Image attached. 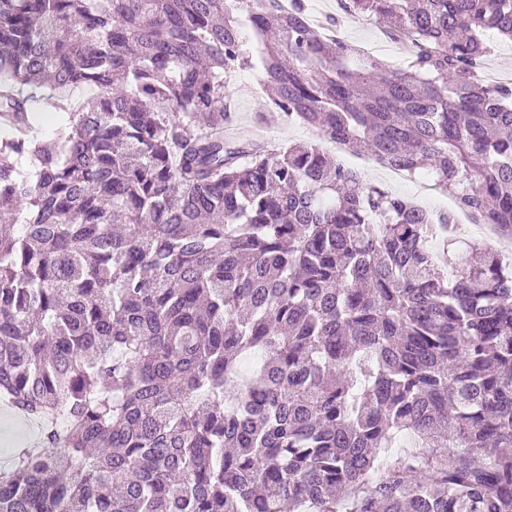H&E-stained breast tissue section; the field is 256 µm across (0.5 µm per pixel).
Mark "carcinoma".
<instances>
[{
    "mask_svg": "<svg viewBox=\"0 0 512 512\" xmlns=\"http://www.w3.org/2000/svg\"><path fill=\"white\" fill-rule=\"evenodd\" d=\"M344 6L411 68L304 0H0V396L40 418L0 512H512V262L449 270L451 216L224 139L256 66L271 111L512 236V87L477 74L512 0ZM310 15L324 13L325 23L335 17L340 21L336 35L346 43L364 50L380 61L397 67L408 68L412 61L408 50H403L401 42L387 36L377 22L366 15L346 16L341 0H306ZM370 47L373 51H366Z\"/></svg>",
    "mask_w": 512,
    "mask_h": 512,
    "instance_id": "1",
    "label": "carcinoma"
}]
</instances>
